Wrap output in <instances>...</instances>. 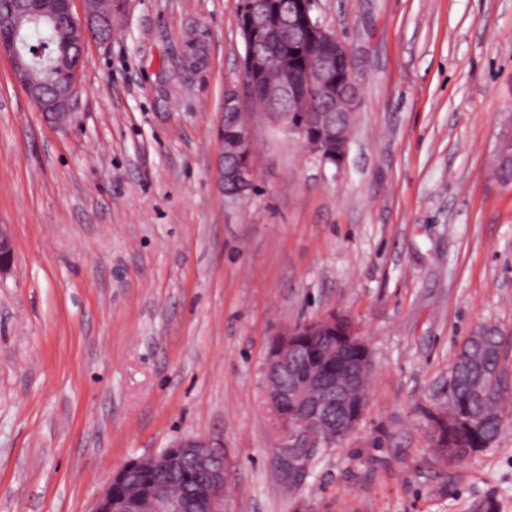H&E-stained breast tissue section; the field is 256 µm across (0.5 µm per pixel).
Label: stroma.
Returning <instances> with one entry per match:
<instances>
[{"label":"stroma","instance_id":"1","mask_svg":"<svg viewBox=\"0 0 512 512\" xmlns=\"http://www.w3.org/2000/svg\"><path fill=\"white\" fill-rule=\"evenodd\" d=\"M238 0H131L89 43L70 125L0 58V512H92L130 459L224 439V512H512V424L441 460L426 411L479 326L512 370V0H319L359 86L324 165L248 118L255 190L218 180ZM206 54L187 68L186 31ZM335 311L374 362L365 412L289 482L266 404L269 340Z\"/></svg>","mask_w":512,"mask_h":512}]
</instances>
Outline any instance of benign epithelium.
<instances>
[{
  "label": "benign epithelium",
  "instance_id": "obj_1",
  "mask_svg": "<svg viewBox=\"0 0 512 512\" xmlns=\"http://www.w3.org/2000/svg\"><path fill=\"white\" fill-rule=\"evenodd\" d=\"M62 3L79 51H84L90 41L102 40L98 36V30L103 28L99 15L87 9L75 12L77 0ZM27 14L28 9L21 8L0 16V55L10 58L15 80L43 117L55 125H64L72 116L77 80L68 81L54 97L46 98L39 92L15 42L5 35V28L18 25ZM238 26L244 45L240 81L247 94L241 95L234 84L224 89L222 119L230 122V129L220 130L219 179L224 194L231 199L245 196L255 180L245 108L264 114L284 128L319 162L336 166L341 161L324 153L322 140L308 136V125L316 124L323 135L336 137L346 151L350 124L337 125L336 113L345 112L351 117L358 107L349 48L318 14V0H289L286 5L280 0H246L245 9L238 13ZM270 71L277 73V80L264 79ZM283 98L292 101L294 111L308 113L307 123L271 108L274 101ZM12 259L10 232L0 224V273L7 270ZM333 326L326 315L299 322L275 335L269 345L263 365L265 394L281 424L275 455L286 466L293 464L289 449L319 446L314 430L334 431L338 418L345 419L349 427L354 424V417L346 411L353 402L345 379L320 373L305 377L295 371L296 360L314 356L312 338ZM172 447L191 456L205 473L204 483L192 494L181 498L160 482L150 495L116 497V471L97 498L93 512H224V439L189 436L175 441Z\"/></svg>",
  "mask_w": 512,
  "mask_h": 512
}]
</instances>
